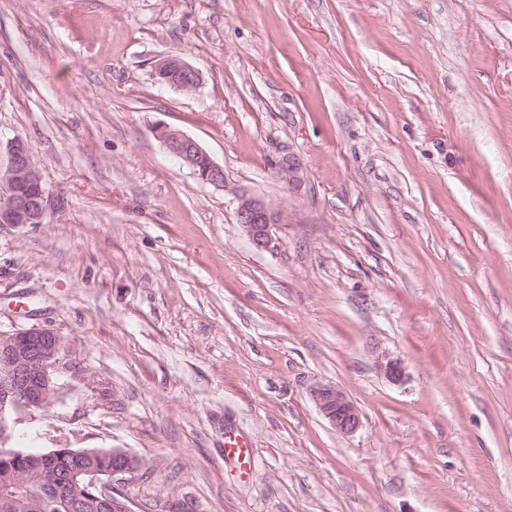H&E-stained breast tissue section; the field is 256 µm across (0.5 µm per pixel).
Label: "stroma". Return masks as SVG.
Masks as SVG:
<instances>
[{
  "label": "stroma",
  "instance_id": "stroma-1",
  "mask_svg": "<svg viewBox=\"0 0 512 512\" xmlns=\"http://www.w3.org/2000/svg\"><path fill=\"white\" fill-rule=\"evenodd\" d=\"M178 52L194 93L152 76ZM16 135L51 196L0 227V335L50 325L67 368L11 449L129 453L134 512H512V0H0ZM240 190L287 213L273 250ZM155 134L165 150L189 168L202 183L226 187L224 167L215 162L196 139L166 124L156 126ZM287 221L288 216L285 212L265 199L245 190L238 194L236 222L256 250L270 249L273 231L278 224H286ZM311 398L319 413L337 433L353 435L358 431L361 426L360 413L339 387L318 384L312 388ZM251 457L252 445L244 435H230L224 440V458L227 461L234 462L241 469L250 465Z\"/></svg>",
  "mask_w": 512,
  "mask_h": 512
}]
</instances>
